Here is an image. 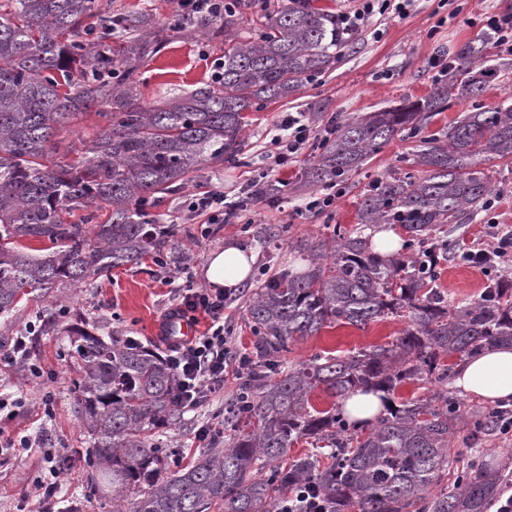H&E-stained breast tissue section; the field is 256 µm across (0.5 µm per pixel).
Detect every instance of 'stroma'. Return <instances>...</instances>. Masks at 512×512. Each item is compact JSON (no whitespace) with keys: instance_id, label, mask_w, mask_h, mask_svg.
Returning <instances> with one entry per match:
<instances>
[{"instance_id":"35a3bbf8","label":"stroma","mask_w":512,"mask_h":512,"mask_svg":"<svg viewBox=\"0 0 512 512\" xmlns=\"http://www.w3.org/2000/svg\"><path fill=\"white\" fill-rule=\"evenodd\" d=\"M103 7L123 13L142 7L160 22L163 45L134 74L141 101L151 103L162 95L189 92L210 81L215 60L224 54L223 39L209 40L181 29L166 27L175 9V0H101ZM511 13L512 0H414L406 15L394 11L374 15L357 33L353 50L347 51L335 68L306 84L294 96L269 103L249 115L245 154L234 163L211 164L200 170L184 191L167 195L156 211L164 223L175 225L177 235L166 255L168 268L177 272L174 284L163 285L156 273V257L148 253L137 263L112 269L108 276L78 288H59L49 298L22 297L8 321L0 320V354L8 352L14 336L35 324L37 333L30 343L32 363L41 372L32 375L0 364V397L22 399L23 407L0 416V427L11 435L42 430L44 448L21 452L0 461V512H34L33 487L47 468L45 454L63 458L73 451H91L94 438L80 419L75 406L76 357L65 327L81 318L87 330L100 336H133L143 343L158 344L160 326L175 296L176 288L204 285L203 267L209 254L236 241L256 254L252 277L229 292L224 305V325L228 327L236 351H251L254 331L245 317V308L258 288L271 277L287 270H299L302 262L296 244L313 237H332L335 228L358 226L361 196L376 176L404 167L416 142L394 137L373 156L363 169L348 177L343 194L330 212L307 211L310 188L300 181V171L312 159V149L301 152L284 169H274V139L283 113L299 114L303 123L321 131L329 118L362 115L398 103L403 98L426 96L436 84L437 67L449 54L457 53L481 33L479 20L485 12ZM447 24H440V17ZM512 97V56L501 66L498 77L484 93L465 102H450L447 110L434 113L422 133L443 138L449 124L464 112ZM274 170L282 182L277 202L262 201L247 212L243 224H216L210 236H202L198 223L189 221L185 208L188 194L216 188L228 199L246 197L265 186L261 174ZM485 169L497 186V201L490 211H479L472 220L453 231H441L444 243L438 256V282L452 302L474 299L486 284L488 273L463 262L460 252L476 251L491 245L490 223L512 230V159H494ZM403 324L385 320L360 329L334 324L317 335L305 337L292 346L290 361L309 359L330 351L344 354L368 345L392 342ZM236 373L224 379V392L209 404L177 414L170 426L153 431V443L162 448L168 471L191 464L205 444L198 437L206 423L224 425V405L237 389ZM51 396V414H44L40 402ZM450 472L474 461L502 468L504 480L512 484V437L494 435L479 446L464 447L454 441ZM60 512H112V500L100 490L94 467L78 465L68 470L58 495Z\"/></svg>"}]
</instances>
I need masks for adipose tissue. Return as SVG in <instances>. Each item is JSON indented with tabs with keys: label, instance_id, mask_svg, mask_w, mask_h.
<instances>
[{
	"label": "adipose tissue",
	"instance_id": "obj_1",
	"mask_svg": "<svg viewBox=\"0 0 512 512\" xmlns=\"http://www.w3.org/2000/svg\"><path fill=\"white\" fill-rule=\"evenodd\" d=\"M255 254L229 242L210 253L204 276L211 287L233 288L246 281ZM455 388L489 401L512 398V346H499L464 358L453 381Z\"/></svg>",
	"mask_w": 512,
	"mask_h": 512
}]
</instances>
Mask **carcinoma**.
I'll list each match as a JSON object with an SVG mask.
<instances>
[{
	"label": "carcinoma",
	"mask_w": 512,
	"mask_h": 512,
	"mask_svg": "<svg viewBox=\"0 0 512 512\" xmlns=\"http://www.w3.org/2000/svg\"><path fill=\"white\" fill-rule=\"evenodd\" d=\"M316 2L281 0L247 41L237 24L248 0L224 3L219 28L202 15L172 14L174 27L224 37V57L204 86L147 106L131 78L160 45L148 12L114 14L100 0H0V318L11 317L26 289L46 297L170 249L175 225L152 212L160 196L185 188L206 164L239 160L248 113L294 95L353 48L357 32ZM493 44L488 35L464 44L455 70L426 97L336 120L301 181L328 187L393 137L418 134L425 117L448 102L481 95L498 72ZM87 112L104 125L81 157H56L58 132ZM507 157L512 100L504 99L464 113L445 139L422 140L410 162L415 171L376 179L359 203L361 227L300 241L308 270L277 275L246 306L255 341L224 407L227 446L203 451L169 477H162L161 449L142 437L178 408L165 358L126 336L67 330L79 359L77 406L96 435L89 463L100 469L102 490L142 489L129 512H278L280 495L302 488L327 512H486L501 470L475 462L452 486L442 481L452 440L463 431L474 439L493 434L499 409L467 410L446 387L452 367L442 359L512 346V282L490 281L478 298L448 303L432 286V232L473 217L493 194L481 165ZM93 206L108 207L104 223L90 215L67 221ZM376 224L406 231L404 256L369 250L364 231ZM22 238L46 239L52 251L26 252ZM386 318L404 322L387 345L284 361L294 342L327 325L361 328ZM406 381L440 389L368 426L340 406L358 390L388 395ZM320 386L339 400L326 411L310 403ZM300 439L313 452L280 464ZM325 449L328 467L321 465Z\"/></svg>",
	"instance_id": "carcinoma-1"
}]
</instances>
